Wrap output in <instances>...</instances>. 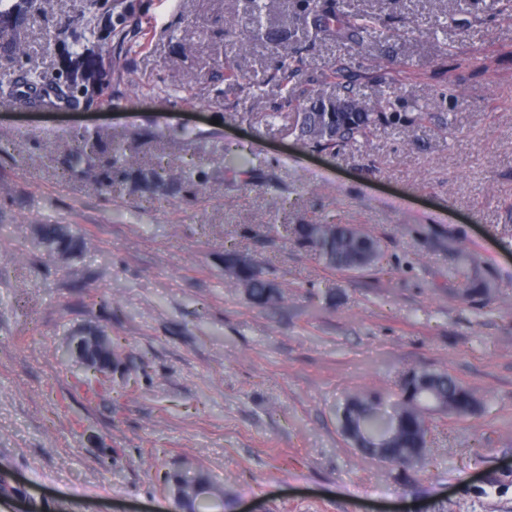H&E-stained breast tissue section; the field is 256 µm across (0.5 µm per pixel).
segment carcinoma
I'll return each instance as SVG.
<instances>
[{"mask_svg": "<svg viewBox=\"0 0 512 512\" xmlns=\"http://www.w3.org/2000/svg\"><path fill=\"white\" fill-rule=\"evenodd\" d=\"M249 23L253 30L261 27V18L266 9V0H248ZM52 7V0H0V18L16 14L17 23L8 25L0 21V59L14 63L22 62L26 56L24 29L21 21L45 15ZM338 25L336 15L312 8L303 16L300 27L304 36L319 33ZM276 70L287 85L301 76V60L292 52L278 53ZM86 86L71 75H61L52 82H46L26 69L20 78L6 85L0 84V97L7 101L57 105L61 102H75L87 94ZM319 98L309 96L295 105L294 132L310 146L322 150L336 147L365 145L373 131L372 113L361 107V111L346 121L336 118L334 112H311L309 106ZM432 119L429 112H419L407 118L392 113L390 124L404 128L419 125ZM131 153L126 138L114 134L103 141L97 133H80L74 144L55 156L63 179L70 181L88 177L95 190L104 196H112L115 180L125 178L133 172ZM152 182L170 190L179 187L184 180V171L158 162L147 172ZM290 235L296 243L311 250L330 268L359 272L376 267L383 249L378 239L353 224H331L320 218H313L305 224H293ZM41 239L57 244L68 251L84 248L82 238L57 224H44L40 228ZM470 259L463 254L456 255L448 265V280L460 284L464 294L483 297L491 291L490 283L476 270L470 269ZM236 281L246 290L250 303L265 309L282 298V293L272 296L270 281L260 266L254 264L240 268ZM436 407L457 418L472 414L478 406L475 394L459 384L445 372L415 370L412 378L399 384L398 401L390 406L382 403L380 396L371 393L356 394L348 399L341 415V428L349 432L363 453L378 457L392 465L407 468L409 458L426 456L428 452L429 429L424 425L423 410ZM176 483L186 481L191 486L190 499L185 508L191 512H207L208 502L224 497V491L217 488L203 473L188 477L180 472L169 475Z\"/></svg>", "mask_w": 512, "mask_h": 512, "instance_id": "1", "label": "carcinoma"}]
</instances>
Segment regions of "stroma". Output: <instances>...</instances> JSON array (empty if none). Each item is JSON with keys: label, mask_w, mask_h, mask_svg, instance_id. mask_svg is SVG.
<instances>
[{"label": "stroma", "mask_w": 512, "mask_h": 512, "mask_svg": "<svg viewBox=\"0 0 512 512\" xmlns=\"http://www.w3.org/2000/svg\"><path fill=\"white\" fill-rule=\"evenodd\" d=\"M266 2L256 36L247 0H55L22 64L0 60L5 84L112 52L111 105L0 102V472L27 493L0 512H176L172 469L208 474L225 512H512V17L497 0H318L388 32L351 60L335 32L298 38L305 0ZM285 46L303 57L295 98L359 91L367 146L319 153L290 131L270 71ZM389 94L432 120L388 126ZM85 128L122 133L143 170L191 171L216 143L224 159L161 204L130 180L105 197L50 160ZM317 216L378 238L379 266L340 273L266 237ZM44 224L84 249L39 245ZM228 246L283 300L253 308L224 271ZM459 250L490 295L449 282ZM95 327L118 344L104 377L60 357ZM422 367L470 388L476 412H429L430 451L410 470L363 455L341 431L346 400L394 401Z\"/></svg>", "instance_id": "1"}]
</instances>
